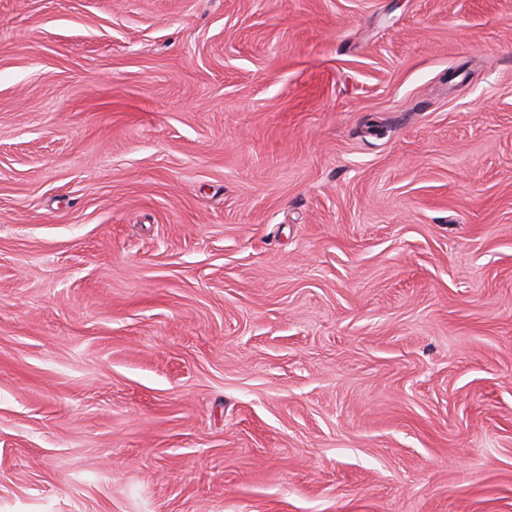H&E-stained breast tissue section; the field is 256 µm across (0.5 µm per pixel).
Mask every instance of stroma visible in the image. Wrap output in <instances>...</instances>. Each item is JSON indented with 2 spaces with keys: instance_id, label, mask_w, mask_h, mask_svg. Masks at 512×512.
I'll return each instance as SVG.
<instances>
[{
  "instance_id": "obj_1",
  "label": "stroma",
  "mask_w": 512,
  "mask_h": 512,
  "mask_svg": "<svg viewBox=\"0 0 512 512\" xmlns=\"http://www.w3.org/2000/svg\"><path fill=\"white\" fill-rule=\"evenodd\" d=\"M0 512H512V0H0Z\"/></svg>"
}]
</instances>
